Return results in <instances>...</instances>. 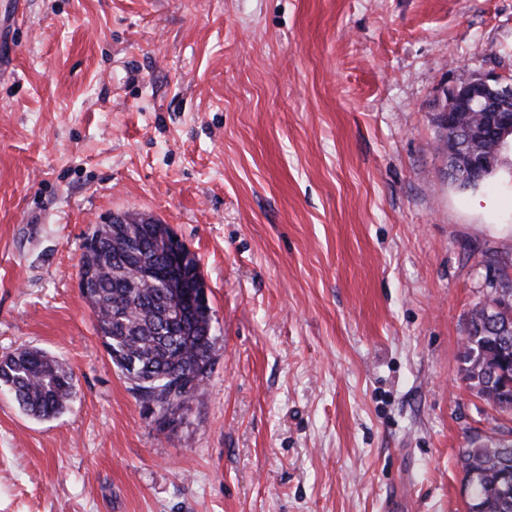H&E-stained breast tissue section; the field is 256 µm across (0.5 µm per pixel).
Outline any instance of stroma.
<instances>
[{"label": "stroma", "mask_w": 512, "mask_h": 512, "mask_svg": "<svg viewBox=\"0 0 512 512\" xmlns=\"http://www.w3.org/2000/svg\"><path fill=\"white\" fill-rule=\"evenodd\" d=\"M0 20V357L55 356L56 418L0 387V512H464L512 436L462 372L512 274V151L448 176L434 106L512 76V0H19ZM196 255L217 338L159 428L78 287L113 213Z\"/></svg>", "instance_id": "obj_1"}]
</instances>
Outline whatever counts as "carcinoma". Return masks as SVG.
<instances>
[{"mask_svg":"<svg viewBox=\"0 0 512 512\" xmlns=\"http://www.w3.org/2000/svg\"><path fill=\"white\" fill-rule=\"evenodd\" d=\"M128 224H97L89 238L96 246L83 252L79 278L83 297L96 319V331L116 367L130 382L143 408L171 394L188 404L205 384L185 388L198 359L213 358L216 338L209 333L213 312L199 300L203 276L192 253L172 266L157 243V230L129 214ZM512 320V278L505 272L490 284L485 303L470 318L464 377L476 394L501 412L512 414V332L504 340L483 321L485 309ZM0 386L11 390L19 408L40 420L62 414L74 396L72 374L47 352L24 349L0 359ZM465 473L476 472L467 512H512V443L494 438L460 451Z\"/></svg>","mask_w":512,"mask_h":512,"instance_id":"obj_1","label":"carcinoma"}]
</instances>
